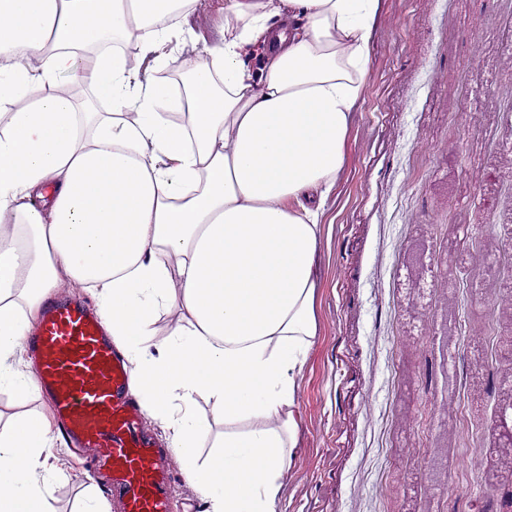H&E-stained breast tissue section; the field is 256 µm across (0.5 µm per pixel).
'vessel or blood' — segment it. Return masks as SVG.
Masks as SVG:
<instances>
[{"label": "vessel or blood", "instance_id": "b4317fda", "mask_svg": "<svg viewBox=\"0 0 512 512\" xmlns=\"http://www.w3.org/2000/svg\"><path fill=\"white\" fill-rule=\"evenodd\" d=\"M25 342L56 429L88 452L122 512H171L167 453L144 438L131 372L96 312L78 300H47Z\"/></svg>", "mask_w": 512, "mask_h": 512}]
</instances>
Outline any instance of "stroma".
I'll use <instances>...</instances> for the list:
<instances>
[{
    "label": "stroma",
    "mask_w": 512,
    "mask_h": 512,
    "mask_svg": "<svg viewBox=\"0 0 512 512\" xmlns=\"http://www.w3.org/2000/svg\"><path fill=\"white\" fill-rule=\"evenodd\" d=\"M512 0H381L369 83L326 204L319 334L302 372L301 446L277 512H496L512 434ZM58 512L93 480L64 437Z\"/></svg>",
    "instance_id": "1"
}]
</instances>
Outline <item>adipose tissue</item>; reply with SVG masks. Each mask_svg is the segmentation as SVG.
<instances>
[{
  "mask_svg": "<svg viewBox=\"0 0 512 512\" xmlns=\"http://www.w3.org/2000/svg\"><path fill=\"white\" fill-rule=\"evenodd\" d=\"M198 0H0V390L34 393L19 342L60 280L98 288L96 310L162 417L207 512H277L299 446L297 395L318 334L325 203L345 166L380 0H225L184 93L156 81L172 38L198 44ZM135 40L128 60L115 46ZM265 55L255 78L243 57ZM113 107L92 110L65 78ZM40 83L46 95L30 100ZM187 110L191 124L168 120ZM177 303L151 347V317ZM218 439L204 468L198 396ZM34 417L0 431V512H56Z\"/></svg>",
  "mask_w": 512,
  "mask_h": 512,
  "instance_id": "1",
  "label": "adipose tissue"
}]
</instances>
